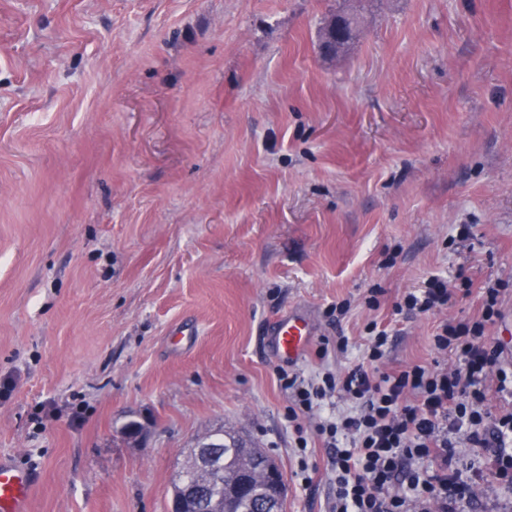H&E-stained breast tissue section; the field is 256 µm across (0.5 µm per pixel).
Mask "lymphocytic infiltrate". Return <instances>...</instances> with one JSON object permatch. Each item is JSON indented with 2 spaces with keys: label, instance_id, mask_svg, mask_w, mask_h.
Segmentation results:
<instances>
[{
  "label": "lymphocytic infiltrate",
  "instance_id": "f902f5d3",
  "mask_svg": "<svg viewBox=\"0 0 512 512\" xmlns=\"http://www.w3.org/2000/svg\"><path fill=\"white\" fill-rule=\"evenodd\" d=\"M471 293L470 286L455 289L434 275L404 294L395 311L427 314ZM503 293L500 283L486 282L479 317L440 325L433 347L454 355L452 366L378 369L389 335L375 330L362 362L345 372L308 381L278 369L292 397L289 422L299 423L336 396L350 405L349 413L316 427L332 450L331 512H448L450 501L470 493L452 469L461 440L472 448L494 447L490 468L512 477V410L496 413L491 406L493 398L512 395V370L501 366L503 347L486 334L501 315Z\"/></svg>",
  "mask_w": 512,
  "mask_h": 512
}]
</instances>
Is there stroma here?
<instances>
[{"label":"stroma","instance_id":"stroma-1","mask_svg":"<svg viewBox=\"0 0 512 512\" xmlns=\"http://www.w3.org/2000/svg\"><path fill=\"white\" fill-rule=\"evenodd\" d=\"M341 2L360 33L326 59ZM432 275L507 284L511 359L512 0H0V455L31 512H167L220 433L275 459L285 512H329L314 428L346 404L300 449L276 369L357 365L373 320L387 366L452 364L432 336L478 296L393 312ZM291 310L315 332L285 364ZM487 454L458 448L456 512H512Z\"/></svg>","mask_w":512,"mask_h":512}]
</instances>
